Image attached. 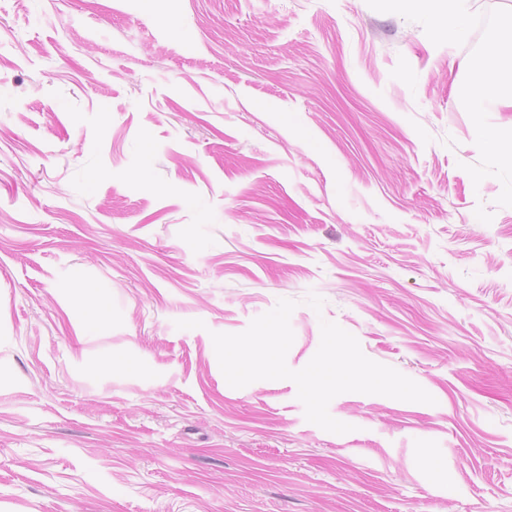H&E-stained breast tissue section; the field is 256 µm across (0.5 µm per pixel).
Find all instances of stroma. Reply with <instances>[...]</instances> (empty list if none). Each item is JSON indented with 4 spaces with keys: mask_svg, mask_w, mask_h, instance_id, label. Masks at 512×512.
<instances>
[{
    "mask_svg": "<svg viewBox=\"0 0 512 512\" xmlns=\"http://www.w3.org/2000/svg\"><path fill=\"white\" fill-rule=\"evenodd\" d=\"M441 15L0 0V512H512V0ZM282 298L291 369L327 320L434 404L229 386ZM502 40L512 42V26L501 31L484 52L469 61L468 67L481 78L469 93L472 112H482L487 104L512 108V75H504L501 57L495 51V45Z\"/></svg>",
    "mask_w": 512,
    "mask_h": 512,
    "instance_id": "35a3bbf8",
    "label": "stroma"
}]
</instances>
